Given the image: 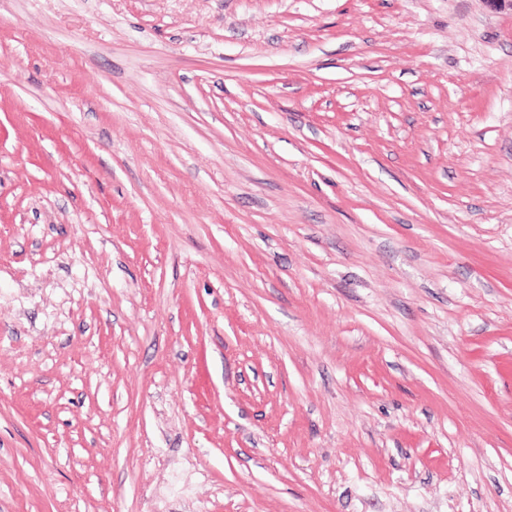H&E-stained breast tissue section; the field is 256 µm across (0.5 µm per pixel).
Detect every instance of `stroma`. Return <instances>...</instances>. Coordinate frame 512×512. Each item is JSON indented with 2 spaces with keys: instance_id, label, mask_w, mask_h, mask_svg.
I'll list each match as a JSON object with an SVG mask.
<instances>
[{
  "instance_id": "stroma-1",
  "label": "stroma",
  "mask_w": 512,
  "mask_h": 512,
  "mask_svg": "<svg viewBox=\"0 0 512 512\" xmlns=\"http://www.w3.org/2000/svg\"><path fill=\"white\" fill-rule=\"evenodd\" d=\"M0 512H512V12L0 0Z\"/></svg>"
}]
</instances>
